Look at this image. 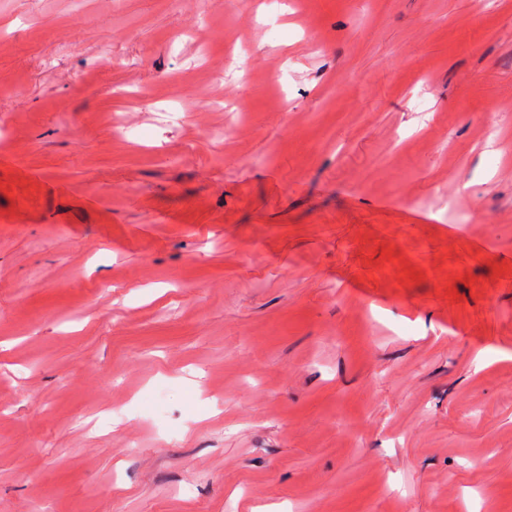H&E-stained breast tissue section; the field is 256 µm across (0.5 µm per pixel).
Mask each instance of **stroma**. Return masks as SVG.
<instances>
[{
    "label": "stroma",
    "instance_id": "1",
    "mask_svg": "<svg viewBox=\"0 0 512 512\" xmlns=\"http://www.w3.org/2000/svg\"><path fill=\"white\" fill-rule=\"evenodd\" d=\"M0 512H512V0H0Z\"/></svg>",
    "mask_w": 512,
    "mask_h": 512
}]
</instances>
